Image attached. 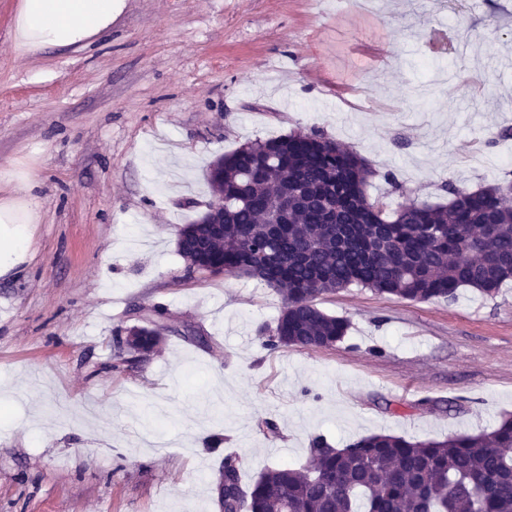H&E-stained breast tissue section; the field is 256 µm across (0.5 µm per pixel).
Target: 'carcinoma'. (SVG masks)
<instances>
[{"instance_id": "carcinoma-1", "label": "carcinoma", "mask_w": 512, "mask_h": 512, "mask_svg": "<svg viewBox=\"0 0 512 512\" xmlns=\"http://www.w3.org/2000/svg\"><path fill=\"white\" fill-rule=\"evenodd\" d=\"M371 170L359 154L318 132L247 142L217 160L210 187L224 192V234L196 220L178 234L186 273L224 269L269 286L283 306L258 333L270 350L331 348L346 319L323 312L319 296L368 288L415 302L456 299L461 288L485 295L512 280V196L496 183L475 191L446 185V206H399L387 217L368 201ZM300 179L314 194L288 202L291 222L269 224L270 210ZM126 329L118 359L143 363L162 343L158 322ZM233 485L221 512H512V416L490 432L443 440L373 434L344 448L318 435L300 468L278 466L242 488L239 457L224 456Z\"/></svg>"}]
</instances>
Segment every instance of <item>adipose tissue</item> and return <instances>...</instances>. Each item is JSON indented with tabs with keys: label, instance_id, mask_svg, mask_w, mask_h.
<instances>
[{
	"label": "adipose tissue",
	"instance_id": "1",
	"mask_svg": "<svg viewBox=\"0 0 512 512\" xmlns=\"http://www.w3.org/2000/svg\"><path fill=\"white\" fill-rule=\"evenodd\" d=\"M124 0H20L14 35L23 45L79 47L103 36L121 13ZM38 221L33 195L16 192L0 197V274L24 225Z\"/></svg>",
	"mask_w": 512,
	"mask_h": 512
}]
</instances>
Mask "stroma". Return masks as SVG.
I'll return each mask as SVG.
<instances>
[{
	"mask_svg": "<svg viewBox=\"0 0 512 512\" xmlns=\"http://www.w3.org/2000/svg\"><path fill=\"white\" fill-rule=\"evenodd\" d=\"M507 0H125L81 48L18 46L0 0V189L39 220L0 275V512H220L224 457L250 487L387 433L491 431L512 414V281L411 302L319 297L329 349L269 351L282 302L248 277H186L207 174L256 139L323 131L394 211L512 180ZM162 309L144 363L120 329Z\"/></svg>",
	"mask_w": 512,
	"mask_h": 512,
	"instance_id": "stroma-1",
	"label": "stroma"
}]
</instances>
